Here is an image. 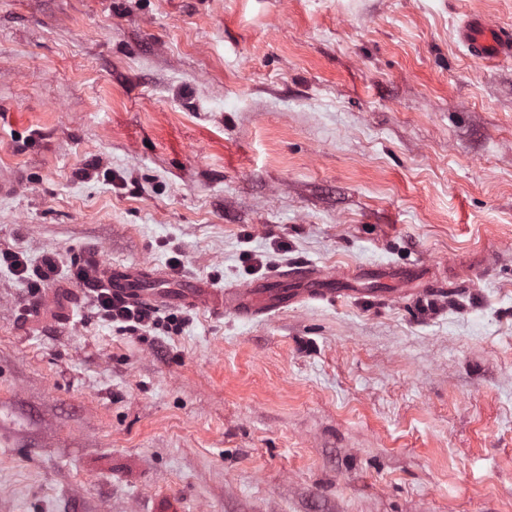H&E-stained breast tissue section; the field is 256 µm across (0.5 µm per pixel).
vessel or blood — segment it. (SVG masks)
<instances>
[{
    "label": "vessel or blood",
    "instance_id": "b4317fda",
    "mask_svg": "<svg viewBox=\"0 0 512 512\" xmlns=\"http://www.w3.org/2000/svg\"><path fill=\"white\" fill-rule=\"evenodd\" d=\"M458 35L475 58L512 57V34L486 21H465ZM96 276L113 299L133 306L157 310L177 306L203 308L215 316L231 315L244 320L267 317L301 302L332 303L347 295L345 289L334 287L331 278L312 264L291 266L244 288H212L191 278L166 285L155 273L140 265L100 266ZM423 278L420 266L398 269L395 286L386 289L385 294L389 297L404 295L405 285ZM35 308L40 319H64L71 314L68 300L57 293L37 302Z\"/></svg>",
    "mask_w": 512,
    "mask_h": 512
}]
</instances>
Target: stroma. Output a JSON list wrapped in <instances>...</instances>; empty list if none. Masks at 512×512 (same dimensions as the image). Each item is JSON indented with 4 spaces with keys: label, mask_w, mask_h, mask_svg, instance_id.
Masks as SVG:
<instances>
[{
    "label": "stroma",
    "mask_w": 512,
    "mask_h": 512,
    "mask_svg": "<svg viewBox=\"0 0 512 512\" xmlns=\"http://www.w3.org/2000/svg\"><path fill=\"white\" fill-rule=\"evenodd\" d=\"M470 16L512 0H0V251L62 268L0 265V512H512V60ZM91 259L434 289L125 331ZM458 35L475 58L512 57V34L502 32L487 21L467 20L459 28ZM2 262L16 276L30 281L33 293H38L40 288L55 280L58 275V261L54 255H46L42 258L38 267L30 270L27 259L18 251H1L0 265ZM32 271V274L30 273ZM28 274V276L26 275ZM31 275L33 277H31ZM395 284L391 287L393 288H383L384 290H380V293L385 294L389 297L394 296H404L409 291H415L416 293L419 292H428L431 291L432 288H401L402 286L408 285V284H414L416 282H419L423 280L424 274L423 269L420 266L414 265L409 267H404L401 269H398V271L395 274ZM34 309L37 310L35 315L38 319H64L71 314L69 301L59 293H53L45 302L44 299L38 301Z\"/></svg>",
    "instance_id": "stroma-1"
}]
</instances>
